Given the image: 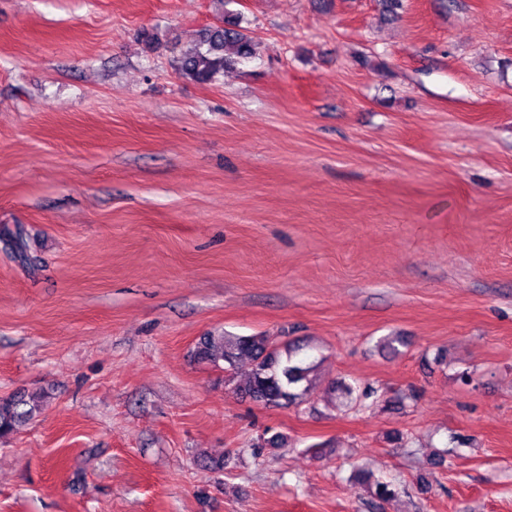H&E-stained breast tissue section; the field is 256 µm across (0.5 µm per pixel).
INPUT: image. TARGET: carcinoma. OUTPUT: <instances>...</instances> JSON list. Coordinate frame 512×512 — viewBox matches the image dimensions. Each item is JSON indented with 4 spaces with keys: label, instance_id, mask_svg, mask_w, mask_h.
I'll return each instance as SVG.
<instances>
[{
    "label": "carcinoma",
    "instance_id": "1",
    "mask_svg": "<svg viewBox=\"0 0 512 512\" xmlns=\"http://www.w3.org/2000/svg\"><path fill=\"white\" fill-rule=\"evenodd\" d=\"M256 49L257 44L239 29L238 22L227 18L224 24L201 31L198 42L178 59L177 70L198 83H211L224 70L254 56ZM12 241L24 259L36 258L24 230L12 234ZM191 356L199 363L215 366L223 361L230 368L243 358L249 359L251 372L234 391L266 407L297 404L308 395L312 384V366L293 361L288 341L264 334L229 336L211 331L198 339ZM41 410L42 405L23 395L0 399V438L13 434Z\"/></svg>",
    "mask_w": 512,
    "mask_h": 512
}]
</instances>
